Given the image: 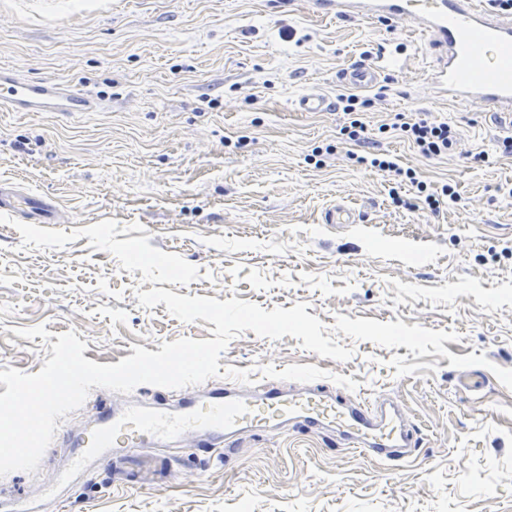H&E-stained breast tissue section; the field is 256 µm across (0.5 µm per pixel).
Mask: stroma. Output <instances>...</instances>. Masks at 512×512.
Masks as SVG:
<instances>
[{
    "label": "stroma",
    "instance_id": "35a3bbf8",
    "mask_svg": "<svg viewBox=\"0 0 512 512\" xmlns=\"http://www.w3.org/2000/svg\"><path fill=\"white\" fill-rule=\"evenodd\" d=\"M0 0V65L93 93L102 112H0V180L55 199L72 231L114 219L144 225L152 247L198 268L181 296L237 298L265 310L308 303L309 315L402 321L456 330L447 356H414L340 337L344 363L298 339L253 331L220 366L289 381L309 370L331 394H393L422 429L413 461L396 465L304 430L240 439L232 455L179 454L158 487L117 489L109 474L75 476L63 512H512V127L429 98L418 73L367 91L359 118L379 152L460 200L437 210L411 185L360 163L341 109L299 112L305 90L343 94L337 73L366 59L384 29L336 21L280 0H65L61 11ZM452 124L448 154L429 159L390 127L398 118ZM388 133H381V126ZM348 207L352 224H329ZM138 275L79 238L60 250L22 246L0 225V370L37 373L52 355L16 328L75 331L85 359L115 364L134 347L206 340L165 304L139 306ZM485 355L478 387L450 356ZM68 449L47 447L36 473L0 477L6 501L43 498Z\"/></svg>",
    "mask_w": 512,
    "mask_h": 512
}]
</instances>
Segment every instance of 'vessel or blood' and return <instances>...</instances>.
<instances>
[{
  "instance_id": "b4317fda",
  "label": "vessel or blood",
  "mask_w": 512,
  "mask_h": 512,
  "mask_svg": "<svg viewBox=\"0 0 512 512\" xmlns=\"http://www.w3.org/2000/svg\"><path fill=\"white\" fill-rule=\"evenodd\" d=\"M486 0H288L307 4L319 16L365 20L406 27L434 52L426 83L435 99L491 116L512 117V8L486 7ZM415 60L407 44L385 38L368 60L341 70L337 81L366 91L385 78L405 74ZM334 101L317 89L294 101L300 112H329ZM102 101L53 79H31L13 68L0 69V112H100ZM0 211L23 212L34 224L58 223L59 204L37 194H18L0 184ZM298 426L387 462L412 458L421 429L396 400L355 402L325 395L313 374L302 373L289 386L272 381L247 385L182 387L177 408L163 403L128 402L106 406L89 430L69 431L68 463L57 478V492L68 491L74 474L108 471L112 461L137 453L163 468L183 449H231L257 432L287 435Z\"/></svg>"
}]
</instances>
